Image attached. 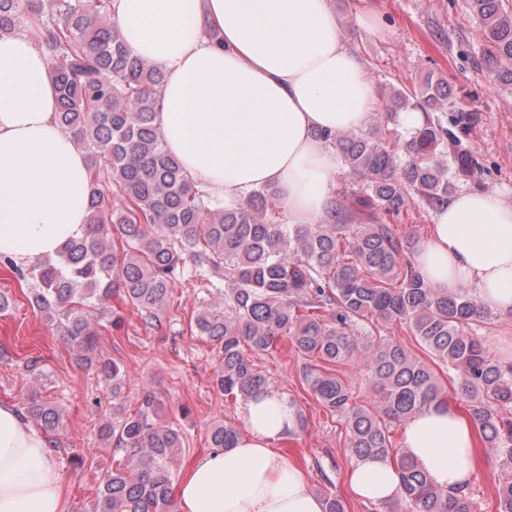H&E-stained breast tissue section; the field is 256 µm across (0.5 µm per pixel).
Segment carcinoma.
I'll use <instances>...</instances> for the list:
<instances>
[{
    "mask_svg": "<svg viewBox=\"0 0 512 512\" xmlns=\"http://www.w3.org/2000/svg\"><path fill=\"white\" fill-rule=\"evenodd\" d=\"M467 4L480 21L489 77L512 85V10L504 0ZM32 24L55 77L58 122L89 164V221L84 237L58 259L23 267L0 254V267L32 285V306L96 373L112 403L125 376L96 353L92 321L118 330L129 305L145 325H158L189 263L198 277L224 278V304L200 307L190 322L220 356L219 391L243 405L269 392L253 355L283 341L301 356L303 385L345 427L350 460L396 466L403 512H478L472 487H435L392 441L394 427L448 402L439 372L454 369L461 375L456 395L482 444L512 468V418L500 414L512 408V363L490 358L481 337L466 331L493 314L465 288L448 294L427 283L413 262L420 239L379 223L406 210L413 194L440 207L478 165L463 143L464 118L434 116L452 91L430 79L414 92L426 121L409 139L391 129L407 101L402 91L368 130L319 133L341 166L361 179V191L335 201L318 224H278L268 218L275 188L254 191L234 209L214 208L166 151L156 124L164 73L127 49L111 0H0V33ZM353 208L373 222L355 223ZM394 324L409 328L422 356L382 335ZM355 378L369 399L356 400ZM161 409L147 389L135 412L100 426L115 459L98 471L93 512H177L172 485L182 435L174 423H161ZM20 413L49 435L63 422L60 410L35 394ZM288 417L294 440L307 419L293 399ZM208 436L210 448L222 450L241 431L217 423ZM496 512H512V481L498 488Z\"/></svg>",
    "mask_w": 512,
    "mask_h": 512,
    "instance_id": "carcinoma-1",
    "label": "carcinoma"
}]
</instances>
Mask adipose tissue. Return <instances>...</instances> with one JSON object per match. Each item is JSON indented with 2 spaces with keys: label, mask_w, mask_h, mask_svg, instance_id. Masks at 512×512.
<instances>
[{
  "label": "adipose tissue",
  "mask_w": 512,
  "mask_h": 512,
  "mask_svg": "<svg viewBox=\"0 0 512 512\" xmlns=\"http://www.w3.org/2000/svg\"><path fill=\"white\" fill-rule=\"evenodd\" d=\"M131 52L165 74L156 122L167 151L212 204L233 209L276 187L292 224L330 210L340 172L321 131L363 129L378 94L343 41L330 0H112ZM87 160L56 121V88L36 35H0V254L28 266L81 238ZM416 265L432 286L468 289L512 318V194L460 191L433 215ZM234 447L196 460L177 487L179 512H324L307 474L276 447L291 426L271 391L242 411ZM48 436L0 403V512H66L65 478ZM402 448L443 490L470 485L475 426L450 405L409 419ZM352 490L390 503L401 479L381 459L354 463Z\"/></svg>",
  "instance_id": "obj_1"
}]
</instances>
